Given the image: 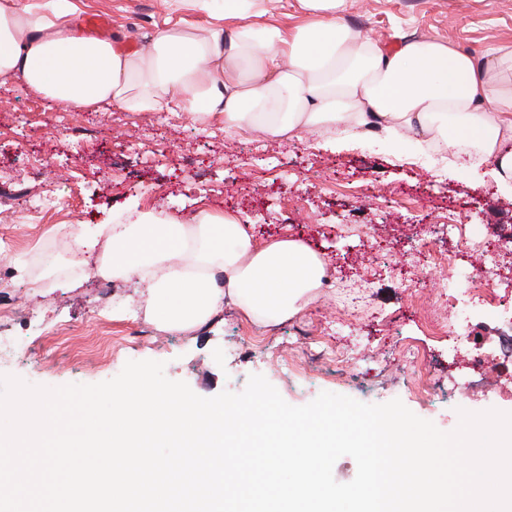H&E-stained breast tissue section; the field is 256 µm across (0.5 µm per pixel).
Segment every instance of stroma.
<instances>
[{
	"mask_svg": "<svg viewBox=\"0 0 512 512\" xmlns=\"http://www.w3.org/2000/svg\"><path fill=\"white\" fill-rule=\"evenodd\" d=\"M75 36L99 34L139 48L180 26L204 36L224 24L223 0L208 9L191 0H72ZM346 23L390 48L435 37L475 56L512 49V0H357ZM326 130L304 140L228 136L224 123L202 126L180 111L102 106L73 115L30 90L18 76L0 78V336L18 357L0 375L47 387L96 384L127 361L155 360L165 375L202 397L245 389L263 375L294 406L328 391L367 404L400 400L418 417L450 432L460 411L512 413V369L479 375L455 358L450 328L432 327L429 295L437 284L408 274L407 240L441 224H461L454 241L435 240L457 268L474 266L481 241L512 233V188L499 187L490 163L417 152L412 139L374 136L339 151L322 149ZM185 220L227 212L261 241L296 237L322 254L333 273L305 310L281 324L249 322L231 304L190 332L161 331L145 315V288L110 282L101 303L93 267L76 271L68 232L125 222L133 202ZM375 225L365 234L364 225ZM80 287H73V280ZM467 329L493 356L512 349V271L487 281L495 305L469 303L460 283ZM418 351L422 369L401 351ZM471 383L468 397L454 384Z\"/></svg>",
	"mask_w": 512,
	"mask_h": 512,
	"instance_id": "1",
	"label": "stroma"
}]
</instances>
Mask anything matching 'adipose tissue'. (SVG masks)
Wrapping results in <instances>:
<instances>
[{"mask_svg": "<svg viewBox=\"0 0 512 512\" xmlns=\"http://www.w3.org/2000/svg\"><path fill=\"white\" fill-rule=\"evenodd\" d=\"M279 2L224 0L226 30L198 39L168 28L143 57L114 40L71 37V0H51L49 20L30 2L0 0V76H21L67 112L175 107L273 138L329 127L337 146L372 125L391 141L411 132L476 147L512 185V50L478 58L435 39L389 49L344 23L351 0H295L303 22L287 30L271 21ZM73 233L80 255L104 244L101 277L144 284L147 311L165 332L196 329L228 303L252 323L278 324L304 309L328 273L303 243L258 242L226 214L185 224L147 211L98 225L92 239L79 226Z\"/></svg>", "mask_w": 512, "mask_h": 512, "instance_id": "ef3b65f1", "label": "adipose tissue"}]
</instances>
